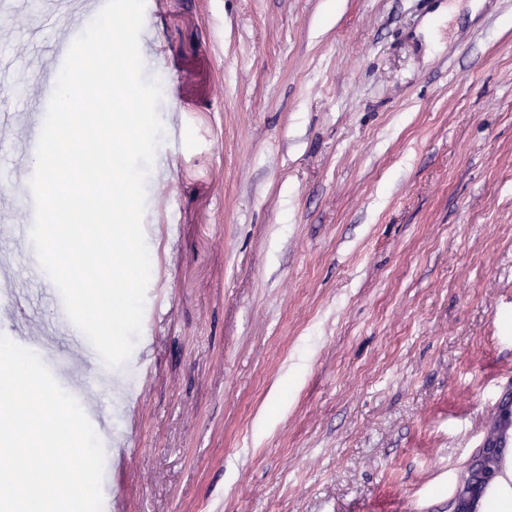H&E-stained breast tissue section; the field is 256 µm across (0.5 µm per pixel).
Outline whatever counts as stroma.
<instances>
[{
    "mask_svg": "<svg viewBox=\"0 0 512 512\" xmlns=\"http://www.w3.org/2000/svg\"><path fill=\"white\" fill-rule=\"evenodd\" d=\"M164 135L149 286L103 495L124 512H448L512 395V0H146ZM0 113L56 70L39 12L0 19ZM34 167L0 122V226ZM0 306L55 322L43 270Z\"/></svg>",
    "mask_w": 512,
    "mask_h": 512,
    "instance_id": "stroma-1",
    "label": "stroma"
}]
</instances>
